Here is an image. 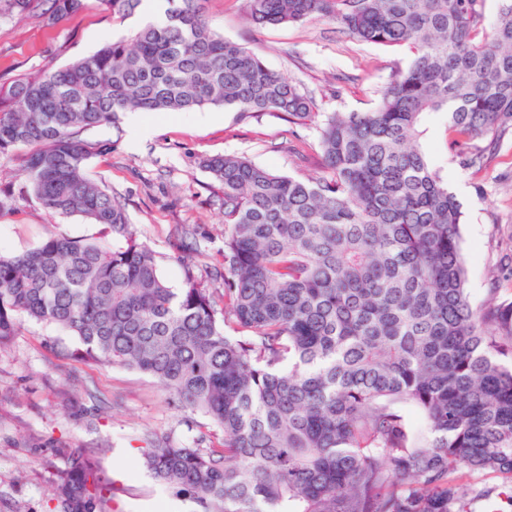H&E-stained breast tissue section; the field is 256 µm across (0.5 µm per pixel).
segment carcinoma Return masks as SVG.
Listing matches in <instances>:
<instances>
[{
    "instance_id": "carcinoma-1",
    "label": "carcinoma",
    "mask_w": 512,
    "mask_h": 512,
    "mask_svg": "<svg viewBox=\"0 0 512 512\" xmlns=\"http://www.w3.org/2000/svg\"><path fill=\"white\" fill-rule=\"evenodd\" d=\"M94 1L0 0V18L56 24ZM91 55L0 87V154L27 148L26 187L51 213L102 224L122 245L50 236L0 255V348L26 317L75 337L86 363L147 375L222 433L220 447L149 433L140 465L193 512H487L512 507V302L471 306L463 212L417 144L448 111L455 143L512 129V0H249L260 26L329 19L349 37L407 46L409 64L367 112L320 127L324 175L206 158L223 189L224 307L189 276L161 277L125 207L88 175L82 135L147 114L236 106L314 115L300 84L216 33L204 0ZM417 411L427 435L411 432ZM51 512H112L94 454L55 445ZM465 467L505 489L452 478Z\"/></svg>"
}]
</instances>
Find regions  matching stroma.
Returning a JSON list of instances; mask_svg holds the SVG:
<instances>
[{"label":"stroma","instance_id":"stroma-1","mask_svg":"<svg viewBox=\"0 0 512 512\" xmlns=\"http://www.w3.org/2000/svg\"><path fill=\"white\" fill-rule=\"evenodd\" d=\"M212 28L290 75L315 100L318 116L291 123L281 112L205 107L141 114L152 129L131 143L129 122L87 132L88 142H109L93 152L92 176L125 206L141 240L155 253L163 279L181 287L187 275L206 278L221 268L224 250L222 188L203 168L209 156L238 155L278 173L307 180L321 176L320 121L328 112H365L391 74L405 67L408 48L356 41L329 20L258 27L248 0H206ZM144 8L120 19L90 5L55 26L34 17L0 18V84L43 64L64 66L110 40L146 25ZM419 141L461 205V248L473 307L512 300V129L483 165L462 167L448 115L431 112ZM16 157L0 155V253L29 251L50 236L106 239L102 225L48 212L24 193ZM74 341L61 329L22 320L13 342L0 349V512H50L55 442L98 455L116 489L118 512H189V502L139 466L146 432L190 442L211 436L207 419L176 406L149 377L120 366L88 365L72 355Z\"/></svg>","mask_w":512,"mask_h":512}]
</instances>
